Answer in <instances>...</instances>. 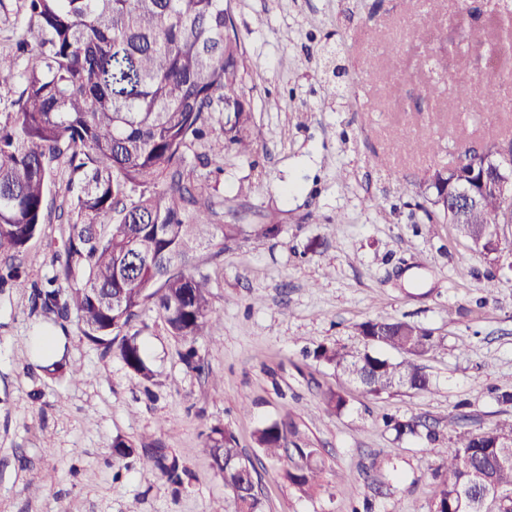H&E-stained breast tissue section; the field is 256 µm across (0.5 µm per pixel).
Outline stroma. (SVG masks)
<instances>
[{
	"mask_svg": "<svg viewBox=\"0 0 512 512\" xmlns=\"http://www.w3.org/2000/svg\"><path fill=\"white\" fill-rule=\"evenodd\" d=\"M512 0H231L244 44L243 92L255 142L243 151L209 130L186 152L192 178L214 183L215 223L235 224L194 261L212 277L219 315L196 347L203 373L154 312L140 325L158 384L78 329L33 310L26 291L0 293V512H224L227 490L210 465L205 432L225 426L261 463L264 512H431L448 473L425 434L396 436L383 416L429 419L473 431L512 420L494 390L512 385V250L492 259L460 226L428 223L425 182L466 140L512 138V111L459 113L462 90L485 81L489 50ZM435 16L447 33L422 23ZM450 77L428 112L408 93ZM413 127L411 139L399 137ZM250 186L237 197L239 185ZM283 226L255 234L267 213ZM67 234L51 222L28 250L30 277L45 283ZM399 319L437 330L442 348L426 361L431 388L378 397L305 357L320 345L361 351L357 324ZM48 331L67 346L70 369L49 373L32 340ZM345 393L341 413L322 403ZM299 427L302 447L326 468L321 488L298 493L286 461L263 458L258 429ZM158 441L188 469L169 482L137 458L112 459V441Z\"/></svg>",
	"mask_w": 512,
	"mask_h": 512,
	"instance_id": "stroma-1",
	"label": "stroma"
}]
</instances>
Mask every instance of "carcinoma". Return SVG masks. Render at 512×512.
Here are the masks:
<instances>
[{
  "instance_id": "obj_1",
  "label": "carcinoma",
  "mask_w": 512,
  "mask_h": 512,
  "mask_svg": "<svg viewBox=\"0 0 512 512\" xmlns=\"http://www.w3.org/2000/svg\"><path fill=\"white\" fill-rule=\"evenodd\" d=\"M25 32L0 49V87L16 85L13 111L0 120V288L32 290L36 310L61 320L76 312L82 335L104 352L117 351L126 367L155 382L136 323L152 309L181 345V360L203 369L196 349L215 318L210 274L193 266L197 247L214 238L210 184L184 173L186 149L219 124L228 143L252 142L251 107L242 91L243 49L231 0H24ZM504 80L484 82L479 95L461 98L463 112L502 105ZM493 155L512 176V140L478 150L461 146L456 163L435 169L427 188L448 224H461L486 256L502 251L501 230L512 223L505 198L493 192L458 216L448 208L455 188L480 173ZM70 171L68 225L63 252L47 286L29 284L28 243L46 221L52 163ZM366 350L358 355L320 345L313 358L361 384L373 396L404 387L430 389L423 360L443 337L421 324L384 318L358 324ZM402 355L391 362L376 349ZM326 409L340 412L345 396L324 391ZM399 434H416L418 417L391 418ZM292 422L257 431L264 456L298 458L284 477L298 492L321 487L324 469L310 465L314 448L293 446ZM212 467L222 475L231 512H263L251 492L256 468L232 431L213 426L207 435ZM169 481L182 470L166 448L138 450L120 438L112 454H135ZM448 470L433 512H512V421L448 437L436 451Z\"/></svg>"
}]
</instances>
